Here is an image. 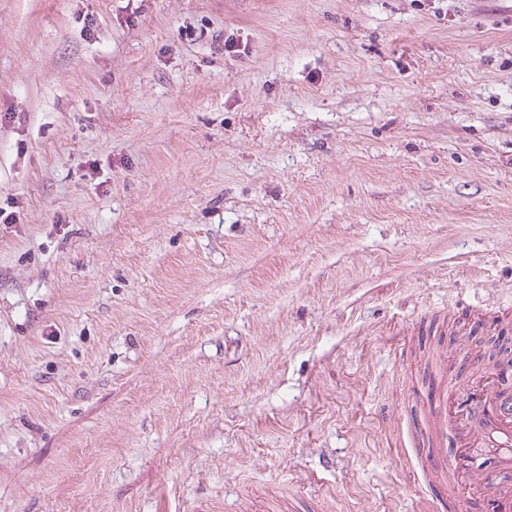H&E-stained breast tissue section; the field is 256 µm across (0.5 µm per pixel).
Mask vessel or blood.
Listing matches in <instances>:
<instances>
[{
  "mask_svg": "<svg viewBox=\"0 0 512 512\" xmlns=\"http://www.w3.org/2000/svg\"><path fill=\"white\" fill-rule=\"evenodd\" d=\"M492 377L490 394L478 391L467 400L450 391L440 398L439 428L419 459L444 490L448 512H462L457 485L463 478L492 493L496 512H512V369H497Z\"/></svg>",
  "mask_w": 512,
  "mask_h": 512,
  "instance_id": "obj_1",
  "label": "vessel or blood"
}]
</instances>
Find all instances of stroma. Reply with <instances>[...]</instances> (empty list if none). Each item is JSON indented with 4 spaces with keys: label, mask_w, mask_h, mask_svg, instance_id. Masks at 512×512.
Instances as JSON below:
<instances>
[{
    "label": "stroma",
    "mask_w": 512,
    "mask_h": 512,
    "mask_svg": "<svg viewBox=\"0 0 512 512\" xmlns=\"http://www.w3.org/2000/svg\"><path fill=\"white\" fill-rule=\"evenodd\" d=\"M0 211V512H446L512 0H0Z\"/></svg>",
    "instance_id": "stroma-1"
}]
</instances>
